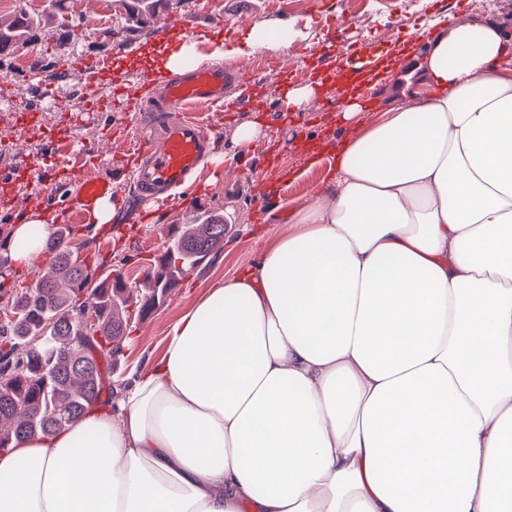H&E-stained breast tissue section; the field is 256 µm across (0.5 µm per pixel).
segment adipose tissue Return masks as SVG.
Masks as SVG:
<instances>
[{"label":"adipose tissue","instance_id":"1","mask_svg":"<svg viewBox=\"0 0 512 512\" xmlns=\"http://www.w3.org/2000/svg\"><path fill=\"white\" fill-rule=\"evenodd\" d=\"M438 24L119 399L0 454V512H512V37Z\"/></svg>","mask_w":512,"mask_h":512}]
</instances>
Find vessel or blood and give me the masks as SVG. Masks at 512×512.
Instances as JSON below:
<instances>
[{
  "label": "vessel or blood",
  "instance_id": "1",
  "mask_svg": "<svg viewBox=\"0 0 512 512\" xmlns=\"http://www.w3.org/2000/svg\"><path fill=\"white\" fill-rule=\"evenodd\" d=\"M196 28L192 16L181 14L163 18L154 27L158 42L170 45L189 37ZM251 91L252 83L220 64L193 65L160 84L146 102L133 98L121 101L126 116L138 127L136 144L126 155L134 162L133 182L137 196L163 205L172 188L185 185L207 153L213 133L196 114L199 108H223L230 87ZM26 173L25 189L35 198L47 195V182L34 161L21 166ZM75 190L66 201L68 222H82L86 215L115 192L111 181L92 175L87 168L76 171Z\"/></svg>",
  "mask_w": 512,
  "mask_h": 512
}]
</instances>
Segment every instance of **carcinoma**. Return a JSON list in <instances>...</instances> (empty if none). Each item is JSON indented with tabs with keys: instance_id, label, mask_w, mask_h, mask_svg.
<instances>
[{
	"instance_id": "1",
	"label": "carcinoma",
	"mask_w": 512,
	"mask_h": 512,
	"mask_svg": "<svg viewBox=\"0 0 512 512\" xmlns=\"http://www.w3.org/2000/svg\"><path fill=\"white\" fill-rule=\"evenodd\" d=\"M132 24L156 17L163 0H121ZM39 21L19 12L0 15V52L27 43ZM224 245V219L207 218L171 234L170 247L154 260L145 289L112 287L119 275L106 263L78 266L65 237L48 249L57 276L13 294L14 319L0 323V452L37 433L75 424L96 404L114 395L112 372L127 339L129 320L142 319L167 295L178 278L201 265ZM95 315L91 328L82 313Z\"/></svg>"
}]
</instances>
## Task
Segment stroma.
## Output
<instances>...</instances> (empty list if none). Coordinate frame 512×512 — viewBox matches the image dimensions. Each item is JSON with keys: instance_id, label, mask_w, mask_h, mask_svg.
<instances>
[{"instance_id": "obj_1", "label": "stroma", "mask_w": 512, "mask_h": 512, "mask_svg": "<svg viewBox=\"0 0 512 512\" xmlns=\"http://www.w3.org/2000/svg\"><path fill=\"white\" fill-rule=\"evenodd\" d=\"M257 3L258 11L251 20L239 18L241 0H165L159 9L163 16L198 15L200 28L189 38L197 53L206 58L218 55L225 65L262 83L260 96L240 101L236 112L210 115L216 128L213 144L226 151L220 169L202 165L165 206L144 201L138 221L128 224L125 235L102 231L91 238L83 224L72 227V241L83 256L104 257L110 269L136 284L153 263L157 249L164 247L172 225H190L214 214L224 217L223 250L181 278L151 320H131L125 353L112 376L115 385H126L133 367L160 355L170 325L213 281L251 263L267 235L287 232V225L268 223L267 214L285 200L307 201L319 185L324 169L310 167V146H333L355 126L378 121L387 109L389 98L382 87L369 88L365 91L368 110L345 120L336 106L345 97L343 80L336 75V58H348L351 47L362 40L373 42L378 53L391 52L410 29L434 30L436 20L446 14L461 20L491 13L512 18V0H497L492 7L485 6L483 0H368L365 12L356 14L344 0H307L304 14L293 0ZM18 11L38 16L41 24L27 45L16 48L14 55L0 56V102L9 105L8 110L0 111V163L10 155L47 154L43 172L52 179L54 189L42 206L22 186L0 185V238L17 213L39 210L60 218L72 191L67 171L80 165L81 149L87 145L98 151L96 172L119 187L112 198V216L123 220L132 179L113 155L121 150L131 130L123 113L78 112L74 105L89 96L111 102L117 88L138 98L149 95L145 77L155 70L147 58L155 44L151 25H129L121 0H11L0 7L5 15ZM88 15L104 17L105 30H87L84 18ZM217 15L224 16L223 27L210 24V17ZM254 20L288 21L296 38L276 50L243 52L248 26ZM66 56L85 61L107 57L112 68L66 74L62 71ZM40 72L57 77L53 100L43 95L36 78ZM315 81L321 88L307 109L282 110L285 88ZM258 112L266 123L262 135L246 152L230 150L232 131ZM55 140L70 145V152L62 157L52 155ZM188 195L195 198V211L181 206Z\"/></svg>"}]
</instances>
